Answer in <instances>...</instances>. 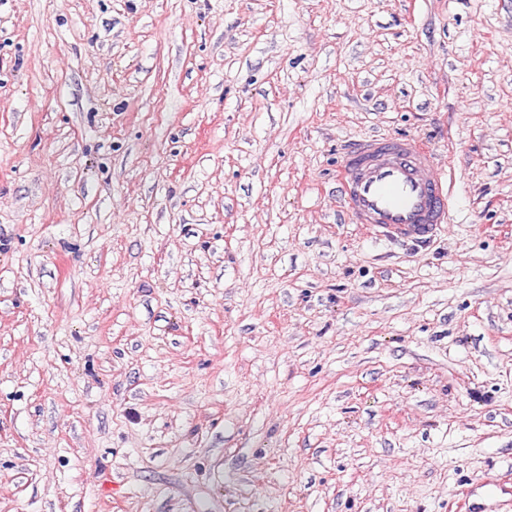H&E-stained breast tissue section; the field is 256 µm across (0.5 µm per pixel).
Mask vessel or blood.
I'll use <instances>...</instances> for the list:
<instances>
[{
  "mask_svg": "<svg viewBox=\"0 0 512 512\" xmlns=\"http://www.w3.org/2000/svg\"><path fill=\"white\" fill-rule=\"evenodd\" d=\"M453 170L423 137L371 135L336 165V192L352 223L391 242L430 245L445 232L452 206Z\"/></svg>",
  "mask_w": 512,
  "mask_h": 512,
  "instance_id": "1",
  "label": "vessel or blood"
}]
</instances>
